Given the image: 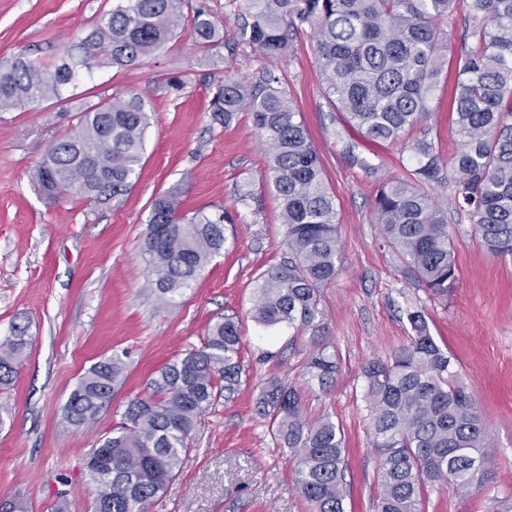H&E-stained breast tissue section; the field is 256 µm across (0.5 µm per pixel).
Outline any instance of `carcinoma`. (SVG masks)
I'll return each mask as SVG.
<instances>
[{"mask_svg":"<svg viewBox=\"0 0 512 512\" xmlns=\"http://www.w3.org/2000/svg\"><path fill=\"white\" fill-rule=\"evenodd\" d=\"M250 20L238 39L262 58L284 56L311 30L314 54L332 109L360 139L397 142L431 111L448 55L456 53L452 113L459 148L449 164L451 201L469 210L485 248L512 256V0H467L459 51L440 22L458 0H244ZM209 49L224 40L205 2L113 0L89 35L51 66L18 56L0 62V110L35 109L61 92L75 68L97 60L125 67L159 52L179 30ZM76 127L54 141L34 173L50 198L118 202L139 177L147 113L139 98L114 95L87 103ZM212 119L228 124L248 112L268 147L265 174L287 227L290 257L257 278L254 316L266 327L318 329L321 289L336 279L340 244L336 202L302 114L270 70L251 82L224 81L210 101ZM416 165L383 180L374 211L384 241L396 248L417 287L446 301L458 268L448 211L425 187L446 182V164L432 143L411 145ZM176 187L151 203L144 252L152 285L171 297L190 286L226 242V210L180 212ZM409 342L391 362L362 370L371 447L379 458L377 512H422L426 494L450 484L460 497L491 478L488 432L475 401L456 381L451 359L431 336L423 310H407ZM16 324L0 339V387L9 386L29 342ZM117 353L95 363L62 408L75 425L92 422L122 383ZM336 353L321 344L306 363L308 381L326 392L336 381ZM242 373L238 325L208 326L201 346L155 372L130 400L121 421L90 450L105 469L84 468L97 490L92 512H145L167 491L190 451L202 418L229 397ZM255 414L296 461L294 481L310 512H344V442L328 416L308 418L301 394L274 377L262 387Z\"/></svg>","mask_w":512,"mask_h":512,"instance_id":"1","label":"carcinoma"}]
</instances>
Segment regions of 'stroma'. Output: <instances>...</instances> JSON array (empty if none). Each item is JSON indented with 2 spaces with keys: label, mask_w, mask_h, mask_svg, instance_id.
<instances>
[{
  "label": "stroma",
  "mask_w": 512,
  "mask_h": 512,
  "mask_svg": "<svg viewBox=\"0 0 512 512\" xmlns=\"http://www.w3.org/2000/svg\"><path fill=\"white\" fill-rule=\"evenodd\" d=\"M224 35L198 49L181 31L154 57L126 67L77 68L61 100L39 108L0 111V338L27 326L32 344L0 407V501H24L27 512H54L57 499L91 512L95 487L83 460L110 432L128 401L154 371L200 346L210 322L239 324L243 370L236 392L206 413L177 479L148 512H309L293 480L294 460L255 413L269 378L304 389L309 417L329 415L344 438L345 512H375L378 458L370 444L363 366L391 360L407 344L405 310L423 307L430 333L451 356L457 380L472 396L491 439L493 479L469 496L445 485L428 494L426 512H512V259L489 254L467 211L451 208L449 187L431 194L448 205L459 281L447 303L437 302L406 276L398 251L387 246L374 218L382 179L412 167L413 140H431L444 160L458 148L450 84L434 95L428 118L394 144H363L379 176L351 164L342 113L324 94L310 34L287 57L259 59L235 42L246 9L207 0ZM112 0H0V61L23 54L57 61ZM282 75L302 112L336 199L341 270L321 290V333L266 329L252 319L257 277L288 258L286 228L264 176L266 148L248 113L215 123L209 104L217 85L252 80L260 67ZM184 86L169 87V77ZM120 93L142 99L149 117L140 176L121 202L94 206L79 198L53 200L33 173L50 143L66 135L87 102ZM182 189L186 212L235 209L243 220L225 227L223 252L190 288L160 298L150 288L143 253L151 201ZM248 192L239 202V192ZM329 342L340 374L329 393L305 386L304 364L317 340ZM126 353L125 379L92 425L75 426L61 409L97 361Z\"/></svg>",
  "instance_id": "obj_1"
}]
</instances>
